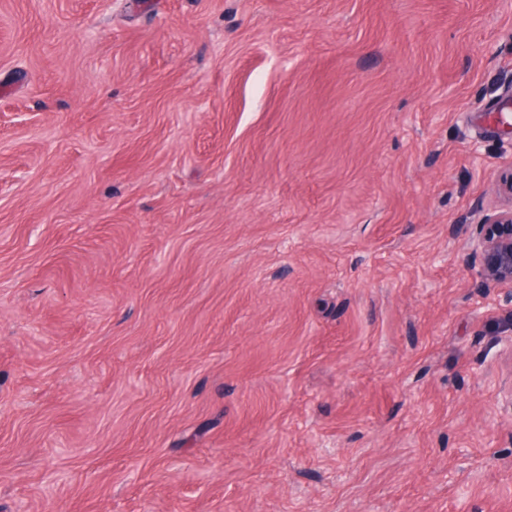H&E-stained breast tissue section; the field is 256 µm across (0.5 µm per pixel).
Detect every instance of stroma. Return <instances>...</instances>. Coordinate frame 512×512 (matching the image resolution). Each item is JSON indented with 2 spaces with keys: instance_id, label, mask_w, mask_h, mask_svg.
Segmentation results:
<instances>
[{
  "instance_id": "stroma-1",
  "label": "stroma",
  "mask_w": 512,
  "mask_h": 512,
  "mask_svg": "<svg viewBox=\"0 0 512 512\" xmlns=\"http://www.w3.org/2000/svg\"><path fill=\"white\" fill-rule=\"evenodd\" d=\"M512 0H0V512H512ZM495 194L502 205L483 215L477 237L470 243L472 258L485 288L507 289L512 299V168L499 173Z\"/></svg>"
}]
</instances>
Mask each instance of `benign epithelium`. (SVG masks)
<instances>
[{
    "instance_id": "7a95c632",
    "label": "benign epithelium",
    "mask_w": 512,
    "mask_h": 512,
    "mask_svg": "<svg viewBox=\"0 0 512 512\" xmlns=\"http://www.w3.org/2000/svg\"><path fill=\"white\" fill-rule=\"evenodd\" d=\"M495 194L502 205L483 215L470 243L472 258L486 288L507 290L512 299V168L499 173Z\"/></svg>"
}]
</instances>
